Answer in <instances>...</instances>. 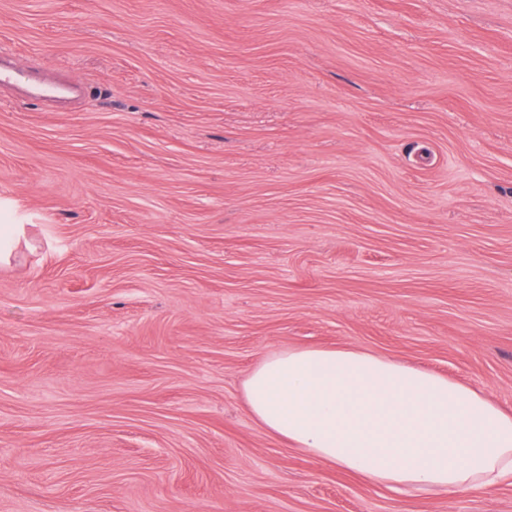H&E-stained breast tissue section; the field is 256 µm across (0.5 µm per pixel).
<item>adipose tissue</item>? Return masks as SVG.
Segmentation results:
<instances>
[{"instance_id":"obj_1","label":"adipose tissue","mask_w":512,"mask_h":512,"mask_svg":"<svg viewBox=\"0 0 512 512\" xmlns=\"http://www.w3.org/2000/svg\"><path fill=\"white\" fill-rule=\"evenodd\" d=\"M268 434L378 487L482 488L512 478V413L465 384L348 348H290L248 374Z\"/></svg>"}]
</instances>
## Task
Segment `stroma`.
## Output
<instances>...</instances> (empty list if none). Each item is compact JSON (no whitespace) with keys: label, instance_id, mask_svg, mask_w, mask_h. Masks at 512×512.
Wrapping results in <instances>:
<instances>
[{"label":"stroma","instance_id":"stroma-1","mask_svg":"<svg viewBox=\"0 0 512 512\" xmlns=\"http://www.w3.org/2000/svg\"><path fill=\"white\" fill-rule=\"evenodd\" d=\"M0 512H512L369 485L243 382L353 347L512 411V0H0ZM26 240L25 224L0 225V263H9L17 246Z\"/></svg>","mask_w":512,"mask_h":512}]
</instances>
